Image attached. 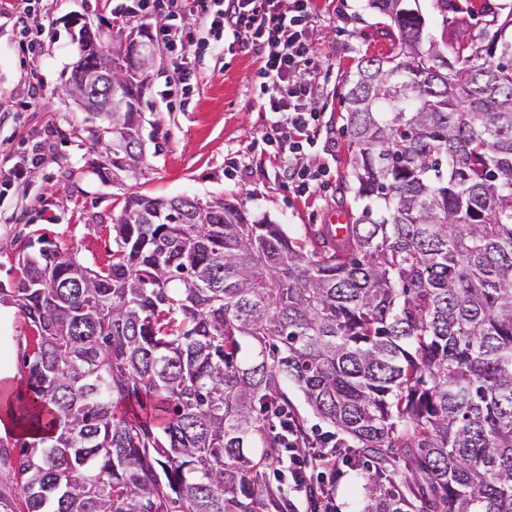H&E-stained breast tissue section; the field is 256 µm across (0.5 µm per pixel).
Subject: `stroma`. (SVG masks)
<instances>
[{
  "instance_id": "35a3bbf8",
  "label": "stroma",
  "mask_w": 512,
  "mask_h": 512,
  "mask_svg": "<svg viewBox=\"0 0 512 512\" xmlns=\"http://www.w3.org/2000/svg\"><path fill=\"white\" fill-rule=\"evenodd\" d=\"M452 2L443 15L436 0H417L432 34L447 35L452 44L481 42L493 15L512 6V0ZM314 3L316 22L309 37L315 96L324 116L318 143L304 162L328 170L330 189L307 195L286 187L274 159L262 151L266 114L257 85L260 60L232 35L216 47H189L195 77L187 106L174 111L163 96L174 77L173 63L163 48L153 46L142 107L143 162L135 175L122 173L105 183L94 169L104 150L91 139L86 112L64 91L79 58V25L87 23L91 34L109 47L118 31H150L154 19L113 18L110 0H29L22 17L15 0L0 6V156L26 171L23 181L0 186V281L18 278L16 255L35 232L77 253L86 264H106L114 248L112 218L135 191L165 199L234 197L310 243L334 214L356 212L342 120L345 80L362 56L391 50L388 21L367 9L365 0ZM469 4L474 14H466ZM22 25L42 31L38 55H21ZM33 93L40 98L38 107L22 110L21 102ZM36 141L45 144L46 158L34 165L29 151ZM29 334L18 309L0 303V370L20 377Z\"/></svg>"
}]
</instances>
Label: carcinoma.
Returning <instances> with one entry per match:
<instances>
[{
	"label": "carcinoma",
	"mask_w": 512,
	"mask_h": 512,
	"mask_svg": "<svg viewBox=\"0 0 512 512\" xmlns=\"http://www.w3.org/2000/svg\"><path fill=\"white\" fill-rule=\"evenodd\" d=\"M399 51L347 79L357 215L316 247L236 199L132 193L112 261L39 235L0 282L33 332L0 394L22 510L288 512L269 431L295 385L363 476L361 512H512V7L448 48L411 0H366ZM65 86L107 50L82 28ZM152 54L112 50L98 176L143 159ZM260 449L253 450L254 444Z\"/></svg>",
	"instance_id": "cac0c4a2"
}]
</instances>
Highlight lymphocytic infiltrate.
Here are the masks:
<instances>
[{
	"mask_svg": "<svg viewBox=\"0 0 512 512\" xmlns=\"http://www.w3.org/2000/svg\"><path fill=\"white\" fill-rule=\"evenodd\" d=\"M118 16H148L156 21L155 36L168 49L176 76L165 91L175 98L187 95L194 74L186 47L193 41L189 21L204 23L214 39L232 33L241 45L258 53L257 72L264 109L269 114L262 138L274 159L288 172L293 189L308 194L326 188L328 172L307 168L300 156L316 144L322 113L313 96V50L307 34L315 19L314 0H118ZM288 435L289 451L272 466L283 479L290 501L305 503L310 512H336V450L307 441L295 417L278 422Z\"/></svg>",
	"mask_w": 512,
	"mask_h": 512,
	"instance_id": "1",
	"label": "lymphocytic infiltrate"
}]
</instances>
